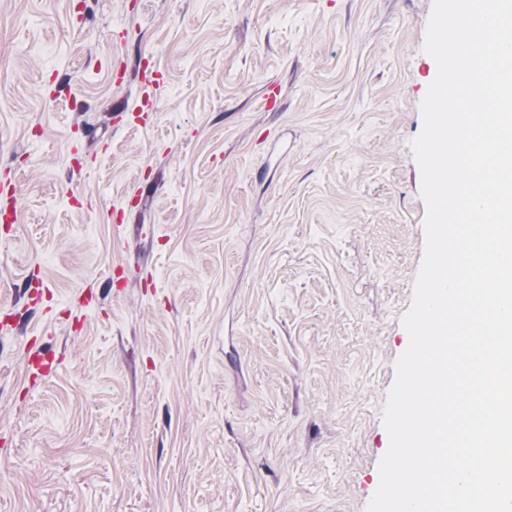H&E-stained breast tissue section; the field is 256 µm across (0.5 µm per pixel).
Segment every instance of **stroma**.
<instances>
[{
	"label": "stroma",
	"mask_w": 512,
	"mask_h": 512,
	"mask_svg": "<svg viewBox=\"0 0 512 512\" xmlns=\"http://www.w3.org/2000/svg\"><path fill=\"white\" fill-rule=\"evenodd\" d=\"M432 8L0 0V512H366Z\"/></svg>",
	"instance_id": "obj_1"
}]
</instances>
